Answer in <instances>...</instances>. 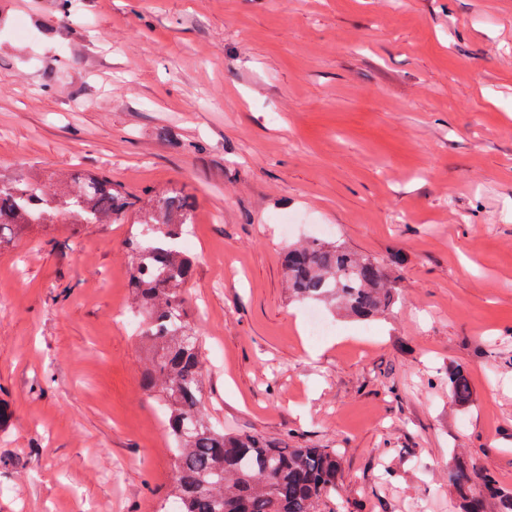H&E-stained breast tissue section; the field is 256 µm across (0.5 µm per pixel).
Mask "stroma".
Here are the masks:
<instances>
[{
	"label": "stroma",
	"mask_w": 512,
	"mask_h": 512,
	"mask_svg": "<svg viewBox=\"0 0 512 512\" xmlns=\"http://www.w3.org/2000/svg\"><path fill=\"white\" fill-rule=\"evenodd\" d=\"M0 10L33 32L21 53L0 26V171L194 198L185 297L214 422L338 449L336 512H463L459 466L512 491V0ZM288 213L292 238L404 255L386 319L308 336L281 275ZM136 221L0 251V512H162L174 459L141 381ZM448 391L452 399L461 406L470 403L473 389L467 371L455 367L448 372Z\"/></svg>",
	"instance_id": "35a3bbf8"
}]
</instances>
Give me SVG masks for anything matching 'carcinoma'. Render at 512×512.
Masks as SVG:
<instances>
[{
	"instance_id": "obj_1",
	"label": "carcinoma",
	"mask_w": 512,
	"mask_h": 512,
	"mask_svg": "<svg viewBox=\"0 0 512 512\" xmlns=\"http://www.w3.org/2000/svg\"><path fill=\"white\" fill-rule=\"evenodd\" d=\"M134 207L140 230L127 242L128 288L147 350L143 386L162 401L173 443L167 512H336L327 508L341 473L336 449L291 448L257 434L226 432L202 409L204 362L185 297L196 256L180 246L193 223L191 197L147 190L133 198L112 187L104 172L63 175L47 193L34 181L0 173V249L35 225L114 224ZM281 266L293 297L360 322L377 321L396 304L393 270L335 240L291 243ZM448 391L459 405L470 403L467 371L448 372ZM449 481L468 501L466 512H480L483 494L503 499V512H512V493L488 475L457 468Z\"/></svg>"
}]
</instances>
